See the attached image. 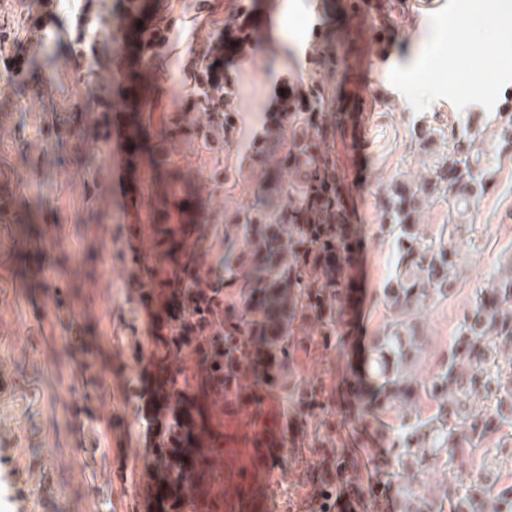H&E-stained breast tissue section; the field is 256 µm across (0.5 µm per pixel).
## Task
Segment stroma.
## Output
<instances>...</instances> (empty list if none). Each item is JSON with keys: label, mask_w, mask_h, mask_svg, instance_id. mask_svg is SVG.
I'll list each match as a JSON object with an SVG mask.
<instances>
[{"label": "stroma", "mask_w": 512, "mask_h": 512, "mask_svg": "<svg viewBox=\"0 0 512 512\" xmlns=\"http://www.w3.org/2000/svg\"><path fill=\"white\" fill-rule=\"evenodd\" d=\"M483 0H408L382 14L356 0H144L146 34L169 27L153 50L156 93L124 111L129 72L93 48L77 24L120 10L122 0H0V475L25 497L21 512H158L143 478L155 438L143 419L152 404L135 395L151 349L147 316L124 283L134 264L130 223L156 221V200L171 180L154 157L167 155L185 174L207 221L196 234L209 266L224 258V219L253 198L262 142L281 91L300 88L312 67L313 44L347 38L339 70L336 133L329 141L350 191L359 248L351 259L347 332L325 346L316 326L295 320V341L266 425V465L252 466L246 420H225L231 452L222 468L228 502L240 481L268 491L263 512H317L321 477L337 454L350 463L338 512H396L388 449L396 419L367 421L341 409L369 392L365 367L372 336L391 317L377 294L395 269V246L380 235L385 190L392 180L413 184L445 152L442 138L420 142L423 124L447 129L456 116L481 133L486 186L477 192L453 242L457 281L447 298L421 314L427 343L415 364L419 380L437 374L476 289L512 258V154L501 152L497 113L512 110V53L501 50L481 17ZM255 6L257 37L228 58L236 131L230 144L207 150L195 138L208 116L194 112L184 135L168 139L197 84L183 66L193 47L222 35L224 22ZM386 33L372 41L368 19ZM62 28L54 65L32 69L31 40ZM93 70L113 110L101 113L74 74ZM116 159H107L111 149ZM230 169L238 178L217 184ZM141 207L130 212L129 198ZM358 390L346 394L347 384ZM318 392L323 408L288 415L289 389ZM480 472L487 482L512 484V453L486 458L463 453L452 466L418 475L438 490Z\"/></svg>", "instance_id": "1"}]
</instances>
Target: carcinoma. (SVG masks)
I'll list each match as a JSON object with an SVG mask.
<instances>
[{"label": "carcinoma", "mask_w": 512, "mask_h": 512, "mask_svg": "<svg viewBox=\"0 0 512 512\" xmlns=\"http://www.w3.org/2000/svg\"><path fill=\"white\" fill-rule=\"evenodd\" d=\"M36 67L55 62L54 44L44 38L31 47ZM314 66L308 84L314 112L295 107L272 127L274 152L256 148L264 177L257 182L258 200L243 217L224 225V267L210 276L206 269L184 282L185 312L156 337L147 358L167 367L166 389L177 405L164 409L153 422L157 454L148 477L161 479L170 490L164 512H224L222 448H201L199 456H179V437L194 431L190 375L194 371L211 407L225 417L248 419L254 447L263 445L262 385L279 382V370L289 356L291 325L296 317L320 327V335L341 337L346 327L340 266L346 249L340 225L327 207H315L309 187L338 179L327 143L334 131L333 113L326 111L336 97V74L342 63L336 45L314 46ZM198 108L209 116L208 134L230 128L232 109L212 110V91L200 87ZM499 139L512 146V113L499 114ZM479 135L466 122L451 128L448 153L435 166L433 178L420 189L394 181L389 186L384 234L397 236L396 268L382 298L391 321L372 338L369 374L374 391L357 409V416H374L396 408L431 401V413L416 423L401 421L393 428L392 452L413 459L417 470L430 463L451 465L459 453L482 447L505 426L512 427V262L475 297L448 344L439 373L428 385L414 377L411 363L426 336L419 315L434 297L453 287L458 250L443 238L423 237L417 215L420 192L448 202V218L458 230L454 213L470 206L473 192L484 185L485 167L477 150ZM288 171L291 180L274 195L264 194L272 172ZM193 253L187 225H155V245L149 256L152 284L178 273ZM263 359L257 371L253 357ZM509 372L492 370L497 358ZM415 479L397 482L396 512H512V484L489 485L480 477L450 483L440 495L414 488ZM337 483L323 482L320 512H334Z\"/></svg>", "instance_id": "cac0c4a2"}]
</instances>
